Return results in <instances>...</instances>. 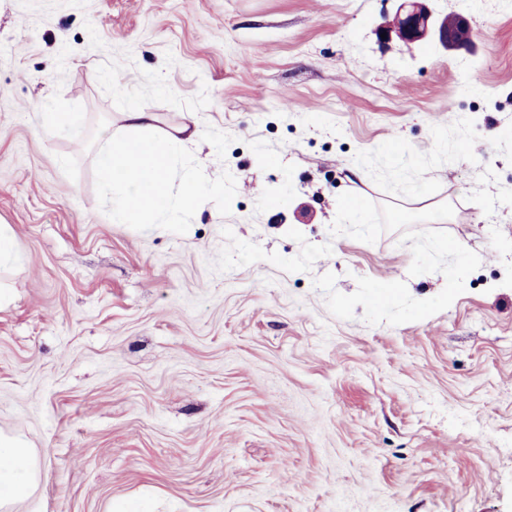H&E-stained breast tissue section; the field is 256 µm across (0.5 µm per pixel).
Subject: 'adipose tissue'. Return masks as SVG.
<instances>
[{
    "label": "adipose tissue",
    "instance_id": "ef3b65f1",
    "mask_svg": "<svg viewBox=\"0 0 512 512\" xmlns=\"http://www.w3.org/2000/svg\"><path fill=\"white\" fill-rule=\"evenodd\" d=\"M127 135L117 138L103 127L97 163L102 180L112 188V214L124 223L173 222L201 208L207 193H220L221 184L203 190L196 167L179 166L184 138L158 132L156 117L140 105L123 114ZM40 480L39 461L20 437L0 432V512H12Z\"/></svg>",
    "mask_w": 512,
    "mask_h": 512
}]
</instances>
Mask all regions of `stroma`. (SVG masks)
I'll use <instances>...</instances> for the list:
<instances>
[{"label":"stroma","instance_id":"1","mask_svg":"<svg viewBox=\"0 0 512 512\" xmlns=\"http://www.w3.org/2000/svg\"><path fill=\"white\" fill-rule=\"evenodd\" d=\"M469 49L380 41L393 0H0V429L40 481L13 512H512V0H432ZM140 104L224 193L123 224L95 157ZM68 112L79 130L42 125ZM419 213L477 253L445 310L333 316L317 277L405 282Z\"/></svg>","mask_w":512,"mask_h":512}]
</instances>
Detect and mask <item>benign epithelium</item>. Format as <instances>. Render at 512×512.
<instances>
[{
    "label": "benign epithelium",
    "mask_w": 512,
    "mask_h": 512,
    "mask_svg": "<svg viewBox=\"0 0 512 512\" xmlns=\"http://www.w3.org/2000/svg\"><path fill=\"white\" fill-rule=\"evenodd\" d=\"M397 25L381 28L378 33L386 34V38L396 35L406 43H416L433 38L449 51L456 50L462 45L460 34L469 30V25L457 21V32L448 31V25L443 23V17L434 14L427 5V0H399L397 8Z\"/></svg>",
    "instance_id": "1"
}]
</instances>
